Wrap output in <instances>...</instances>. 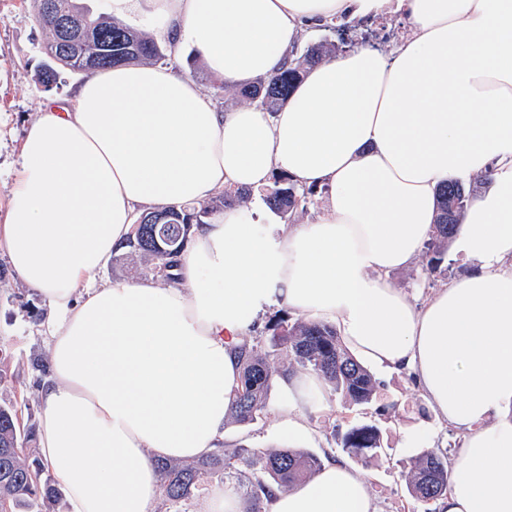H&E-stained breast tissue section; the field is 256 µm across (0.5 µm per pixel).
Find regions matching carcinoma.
<instances>
[{
    "label": "carcinoma",
    "mask_w": 512,
    "mask_h": 512,
    "mask_svg": "<svg viewBox=\"0 0 512 512\" xmlns=\"http://www.w3.org/2000/svg\"><path fill=\"white\" fill-rule=\"evenodd\" d=\"M36 22L45 32L42 50L46 62L38 67L36 80L46 89L59 87L64 72L89 74L117 64H136L166 57L165 46L108 15L93 17L79 0H34ZM333 44H313L303 56L286 61L275 74L259 77L240 94L262 110L277 112L288 101L291 89L307 67L335 53ZM265 195L268 208L287 218L316 187L303 188L285 173H275ZM248 189L226 188L199 206L167 207L137 217L133 232L112 251V264L139 262L146 273L164 281L173 280V258L187 244L194 225L204 224L224 208L244 202ZM476 186L449 181L438 190V215L424 253L427 269L443 261L464 209L456 211L449 201L473 200ZM268 343L245 339L239 348L241 385L232 396L228 416L240 425L251 424L267 410L273 380L299 368L319 375L342 400L357 406L371 404L378 383L372 373L348 351L336 328L327 323L282 318ZM21 417L12 404H0V502L10 512H49L61 492L52 478L44 476L45 465L25 450L37 440L38 428ZM349 456L367 462L383 452L380 429L374 424L349 427L338 436ZM453 448L424 451L413 463L408 492L427 502L443 496L450 481L448 460ZM322 459L297 448H220L189 464L157 462L166 497V512H188L196 493L210 483L230 482L251 503L248 512H263L261 504L271 485L291 487L321 468Z\"/></svg>",
    "instance_id": "cac0c4a2"
}]
</instances>
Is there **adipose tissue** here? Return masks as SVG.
<instances>
[{"label":"adipose tissue","mask_w":512,"mask_h":512,"mask_svg":"<svg viewBox=\"0 0 512 512\" xmlns=\"http://www.w3.org/2000/svg\"><path fill=\"white\" fill-rule=\"evenodd\" d=\"M193 46L226 85L276 72L313 28L397 15L391 52L358 48L313 67L273 114L225 112L169 66L91 73L69 104L42 103L24 138L8 261L49 305L51 373L39 453L68 512H151L156 460H196L224 439L239 347L273 305L335 326L359 360L409 371L462 449L439 512H512V0H112V15ZM286 172L325 191L305 224L238 208L194 226L176 282L101 281L140 209L258 188ZM487 177L451 248L467 273L423 305L388 279L430 239L436 190ZM287 387L276 432L310 443ZM265 512H377L342 460Z\"/></svg>","instance_id":"ef3b65f1"}]
</instances>
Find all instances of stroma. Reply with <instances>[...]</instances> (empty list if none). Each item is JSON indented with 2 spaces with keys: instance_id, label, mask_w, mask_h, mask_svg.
Instances as JSON below:
<instances>
[{
  "instance_id": "35a3bbf8",
  "label": "stroma",
  "mask_w": 512,
  "mask_h": 512,
  "mask_svg": "<svg viewBox=\"0 0 512 512\" xmlns=\"http://www.w3.org/2000/svg\"><path fill=\"white\" fill-rule=\"evenodd\" d=\"M44 33L37 26L32 0H0V225L7 221L12 189L16 181L17 157L26 127L35 120L47 98L70 99L80 75L63 74L60 89L45 90L35 79L43 60ZM191 76L199 89L210 96L219 109L232 110L241 100L234 89L221 85L220 77L208 73L194 50H185L177 65ZM467 270L466 263L453 252H445L441 265L433 271L422 262L391 272L390 281L403 289L415 303H423L436 290L448 286ZM39 310L40 321H33L31 310ZM50 310L9 272L0 288V403H15L23 414L38 412V373L31 361L47 356L48 338L42 327ZM380 384L377 399L367 406H352L323 388L319 407L305 412L319 435L316 455L342 457L334 440L354 424L377 425L384 451L369 462L353 461L352 466L369 483L378 512H438L437 502L421 503L407 491L408 473L413 461L425 450L444 448L456 441L457 433L438 421L421 397L408 372L375 371ZM287 378L276 379L270 389L268 407L250 425L228 423L224 445L228 448H270L280 446L274 434L275 413L284 402Z\"/></svg>"
}]
</instances>
